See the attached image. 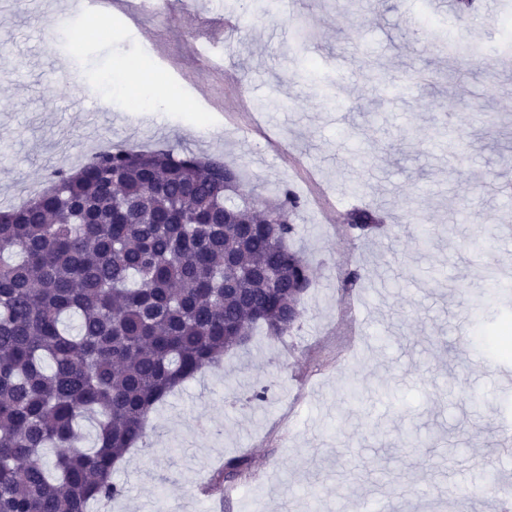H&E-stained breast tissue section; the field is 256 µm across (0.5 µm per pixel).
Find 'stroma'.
Returning a JSON list of instances; mask_svg holds the SVG:
<instances>
[{
	"label": "stroma",
	"mask_w": 512,
	"mask_h": 512,
	"mask_svg": "<svg viewBox=\"0 0 512 512\" xmlns=\"http://www.w3.org/2000/svg\"><path fill=\"white\" fill-rule=\"evenodd\" d=\"M61 2L0 5V205L111 146L216 154L247 196H300L293 245L313 268L297 327L256 331L157 406L112 474L125 493L107 512H211L203 488L235 456L251 470L232 483V512H445L489 467L512 487L494 442L512 410L490 374L512 372L492 341L512 299L493 294L482 263L512 271V235L499 232L512 197L485 191L512 175V0L475 17L426 0H288L258 19L250 0H198L242 20L214 71L180 0L146 22L155 53L119 11L108 28L87 14L77 38L52 39ZM128 61L176 88L168 109L107 96L104 78ZM414 72L429 84L388 102L379 74ZM355 207L378 209L383 226L355 237L338 220Z\"/></svg>",
	"instance_id": "stroma-1"
}]
</instances>
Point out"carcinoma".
Segmentation results:
<instances>
[{
    "instance_id": "carcinoma-1",
    "label": "carcinoma",
    "mask_w": 512,
    "mask_h": 512,
    "mask_svg": "<svg viewBox=\"0 0 512 512\" xmlns=\"http://www.w3.org/2000/svg\"><path fill=\"white\" fill-rule=\"evenodd\" d=\"M0 210V512H88L124 488L112 471L149 415L239 339L290 332L311 265L290 245L301 200L238 205L213 155L103 150ZM366 234L381 217L341 214ZM91 418L95 445L78 446ZM249 468L216 471V485Z\"/></svg>"
}]
</instances>
